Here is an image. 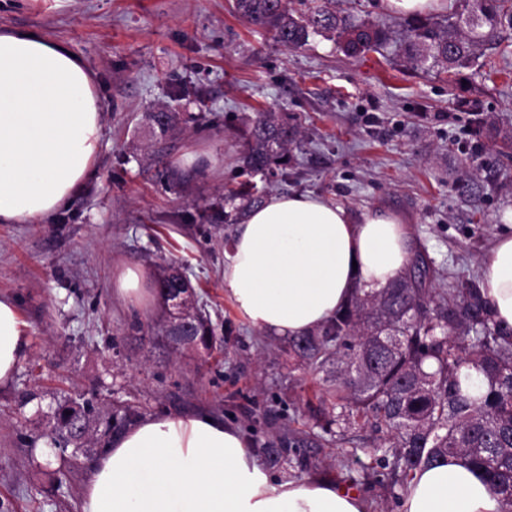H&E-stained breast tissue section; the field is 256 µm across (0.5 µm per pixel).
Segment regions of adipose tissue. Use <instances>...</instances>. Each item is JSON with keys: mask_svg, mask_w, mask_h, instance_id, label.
Masks as SVG:
<instances>
[{"mask_svg": "<svg viewBox=\"0 0 512 512\" xmlns=\"http://www.w3.org/2000/svg\"><path fill=\"white\" fill-rule=\"evenodd\" d=\"M94 78L67 48L0 31V224H40L89 174L100 151ZM412 228L399 215L361 213L312 193L271 196L241 218L224 253V292L254 330L304 336L354 287L375 290L409 264ZM481 295L512 330V232L480 264ZM113 296L142 309L144 272L124 268ZM28 351L16 301L0 295V386ZM358 492L319 476L272 475L245 434L220 418L151 416L113 436L84 488L81 512H367ZM399 512H512L460 455L416 470Z\"/></svg>", "mask_w": 512, "mask_h": 512, "instance_id": "1", "label": "adipose tissue"}]
</instances>
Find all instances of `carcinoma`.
I'll list each match as a JSON object with an SVG mask.
<instances>
[{
  "label": "carcinoma",
  "instance_id": "carcinoma-1",
  "mask_svg": "<svg viewBox=\"0 0 512 512\" xmlns=\"http://www.w3.org/2000/svg\"><path fill=\"white\" fill-rule=\"evenodd\" d=\"M234 0L238 15L274 33L285 47L297 49L321 36L348 56L377 52L393 40L381 22L340 15L331 0ZM509 0H465L467 30L432 18H413L397 49L414 69L452 75L479 62L486 34L501 22ZM152 126L165 135L180 124L177 112H153ZM245 169L273 175L288 165L298 130L277 112H260L244 125ZM265 192L246 182L224 195L244 202L238 215L264 203ZM440 272L415 258L398 279L378 290L355 287L348 300L321 328L289 339L288 352L307 367L326 372L322 403L340 409L336 420L374 421L386 434L376 451L384 465L401 475L405 491L413 472L448 455L460 454L484 471L512 505V339L505 337L473 279L434 288ZM193 333L207 349L213 331L208 315L197 309ZM476 370L485 389L463 388L462 370ZM97 413L96 448L107 450L111 437L134 425L141 414L131 407L95 411L89 403L62 396L55 411V444H72L69 425L78 414ZM292 440L277 439L265 449L269 464L287 456Z\"/></svg>",
  "mask_w": 512,
  "mask_h": 512
}]
</instances>
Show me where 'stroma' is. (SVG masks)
I'll list each match as a JSON object with an SVG mask.
<instances>
[{
	"instance_id": "obj_1",
	"label": "stroma",
	"mask_w": 512,
	"mask_h": 512,
	"mask_svg": "<svg viewBox=\"0 0 512 512\" xmlns=\"http://www.w3.org/2000/svg\"><path fill=\"white\" fill-rule=\"evenodd\" d=\"M66 47L91 71L102 106L101 148L90 176L41 224H0V294L13 296L29 347L0 387V505L6 512H79L94 456L69 459L63 480L37 454L61 396L130 405L142 417L206 412L263 450L281 431L296 442L275 475H322L398 512L382 487L370 422L315 445L327 417L313 391L321 373L288 354V340L253 330L224 294V251L234 225L224 194L243 180L234 132L260 112L301 132L287 173L254 176L272 193L322 195L359 213L380 205L411 224L414 248L443 272L437 287L479 275L480 259L512 211V27L486 51L492 78L412 69L395 45L349 57L315 37L288 49L240 18L232 0H0V30ZM478 102L481 153L461 152ZM183 118L153 137L148 113ZM191 173L169 183L167 169ZM176 264L206 306L213 350L177 352L162 338L161 297L141 311L113 298L118 269L157 279ZM345 457L346 467L335 465Z\"/></svg>"
}]
</instances>
